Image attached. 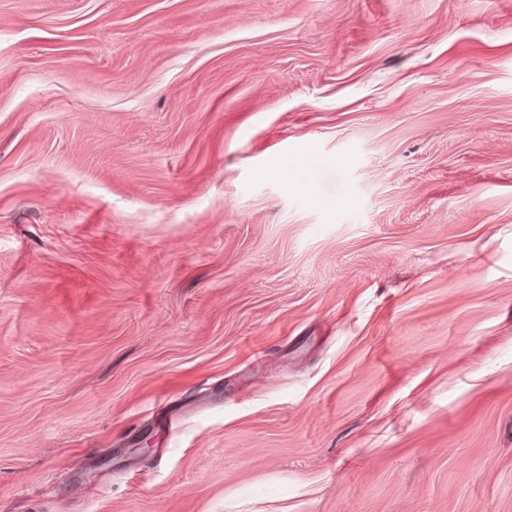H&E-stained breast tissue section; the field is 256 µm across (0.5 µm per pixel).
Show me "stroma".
Returning a JSON list of instances; mask_svg holds the SVG:
<instances>
[{
  "label": "stroma",
  "instance_id": "obj_1",
  "mask_svg": "<svg viewBox=\"0 0 512 512\" xmlns=\"http://www.w3.org/2000/svg\"><path fill=\"white\" fill-rule=\"evenodd\" d=\"M0 512H512V0H0Z\"/></svg>",
  "mask_w": 512,
  "mask_h": 512
}]
</instances>
